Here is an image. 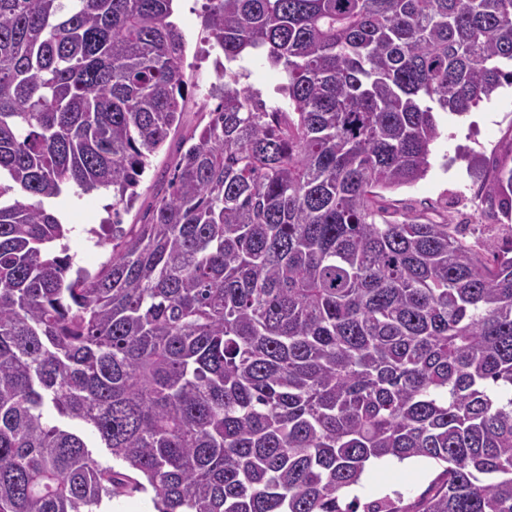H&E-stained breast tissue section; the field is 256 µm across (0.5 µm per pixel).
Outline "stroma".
Masks as SVG:
<instances>
[{
	"label": "stroma",
	"mask_w": 512,
	"mask_h": 512,
	"mask_svg": "<svg viewBox=\"0 0 512 512\" xmlns=\"http://www.w3.org/2000/svg\"><path fill=\"white\" fill-rule=\"evenodd\" d=\"M205 4L206 0H176L174 20L185 35L184 71L189 83L183 121L143 174L138 186L140 197L125 214V223L139 221L164 178L170 177L176 159L186 150V138L198 131L202 113L219 102L215 92L220 83L215 71L218 51L206 38ZM284 82L282 68L264 56L252 54L241 63L240 86L249 88L266 103L283 101L280 89ZM438 121L441 136L432 147L429 172L414 184L381 191L380 204L398 219L409 215L463 225L465 239L473 244L498 249L508 246L512 243V219L503 215L497 199L482 198L481 193L484 182L512 148V88L499 89L491 100L464 116L442 113ZM53 207L66 212L73 270L96 273L111 255L110 245L99 244L96 234L100 225L112 221L111 192L84 194L72 187L54 201ZM440 472L439 466L423 461L413 471L372 466L354 493L364 499L397 492L404 503L410 504L428 491Z\"/></svg>",
	"instance_id": "obj_1"
}]
</instances>
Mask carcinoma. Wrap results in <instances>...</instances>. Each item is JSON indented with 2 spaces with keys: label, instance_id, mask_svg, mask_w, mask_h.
I'll list each match as a JSON object with an SVG mask.
<instances>
[{
  "label": "carcinoma",
  "instance_id": "obj_1",
  "mask_svg": "<svg viewBox=\"0 0 512 512\" xmlns=\"http://www.w3.org/2000/svg\"><path fill=\"white\" fill-rule=\"evenodd\" d=\"M172 2L0 0V512H512V244L374 192L512 86V0H209L221 103L125 228L182 124ZM253 52L286 104L238 87ZM70 184L113 211L74 278ZM489 190L511 214L512 166ZM409 459L443 466L413 505L346 501ZM153 494L137 493L129 498H121L112 503V508H107L109 512H155L153 503Z\"/></svg>",
  "mask_w": 512,
  "mask_h": 512
}]
</instances>
